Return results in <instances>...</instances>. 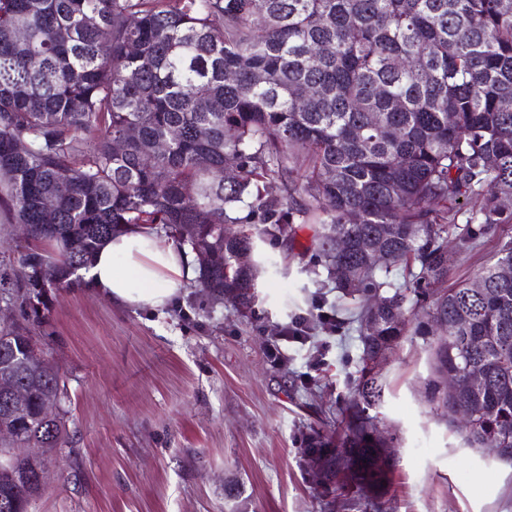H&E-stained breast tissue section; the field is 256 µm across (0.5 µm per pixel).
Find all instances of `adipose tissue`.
Masks as SVG:
<instances>
[{"label": "adipose tissue", "mask_w": 512, "mask_h": 512, "mask_svg": "<svg viewBox=\"0 0 512 512\" xmlns=\"http://www.w3.org/2000/svg\"><path fill=\"white\" fill-rule=\"evenodd\" d=\"M197 276L193 254L160 238L149 224H130L99 246L91 288L122 309L161 313Z\"/></svg>", "instance_id": "1"}]
</instances>
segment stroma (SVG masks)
<instances>
[{
  "label": "stroma",
  "instance_id": "1",
  "mask_svg": "<svg viewBox=\"0 0 512 512\" xmlns=\"http://www.w3.org/2000/svg\"><path fill=\"white\" fill-rule=\"evenodd\" d=\"M310 236L264 241L288 272L247 313L196 288L163 316L84 288L56 296L48 343L67 379V437L36 512H321L301 441L334 419L362 346L354 324L320 318L335 315L336 291L306 272ZM298 317L302 345L280 337ZM428 373L418 336L384 368L394 512H512V466L449 432L424 397Z\"/></svg>",
  "mask_w": 512,
  "mask_h": 512
}]
</instances>
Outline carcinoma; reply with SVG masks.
<instances>
[{
    "mask_svg": "<svg viewBox=\"0 0 512 512\" xmlns=\"http://www.w3.org/2000/svg\"><path fill=\"white\" fill-rule=\"evenodd\" d=\"M508 99L512 0H0V207L29 241L23 279L0 274L20 312L0 322V377L28 403L0 400V427L47 455L63 447L66 377L44 338L55 293L88 287L79 270L104 238L153 224L195 255L194 287L248 310L259 275L286 271L255 264V240L292 242L298 222L312 282L333 284L338 308L364 296L349 317L359 376L303 447L327 466L308 472L321 507L390 509L395 442L375 410L408 335L427 340L431 409L512 465V235L448 284L452 257L512 223ZM241 206L251 222L233 231ZM471 374L482 391L448 394L445 379ZM19 485L28 512L45 459L0 448V502Z\"/></svg>",
    "mask_w": 512,
    "mask_h": 512,
    "instance_id": "obj_1",
    "label": "carcinoma"
}]
</instances>
